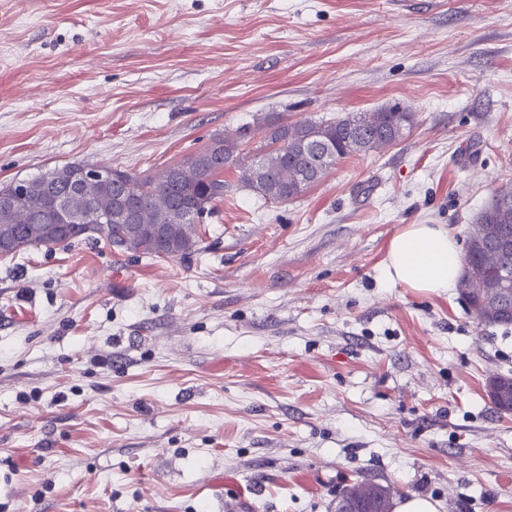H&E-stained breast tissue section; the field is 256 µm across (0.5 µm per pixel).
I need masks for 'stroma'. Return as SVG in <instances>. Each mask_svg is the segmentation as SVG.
Wrapping results in <instances>:
<instances>
[{"instance_id":"1","label":"stroma","mask_w":512,"mask_h":512,"mask_svg":"<svg viewBox=\"0 0 512 512\" xmlns=\"http://www.w3.org/2000/svg\"><path fill=\"white\" fill-rule=\"evenodd\" d=\"M393 104L408 136L296 199L225 171L189 256L0 257V512H512V327L384 275L512 185V0H0V186ZM359 484L360 487L358 489L349 487L342 493L336 501L335 512H366L361 510L367 507L377 506L381 496L387 493L392 495L389 488H385L380 495L374 483L369 481H361Z\"/></svg>"}]
</instances>
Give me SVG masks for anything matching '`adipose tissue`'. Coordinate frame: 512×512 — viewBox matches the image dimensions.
I'll use <instances>...</instances> for the list:
<instances>
[{
	"label": "adipose tissue",
	"instance_id": "1",
	"mask_svg": "<svg viewBox=\"0 0 512 512\" xmlns=\"http://www.w3.org/2000/svg\"><path fill=\"white\" fill-rule=\"evenodd\" d=\"M463 269L453 235L441 224H411L393 237L385 277L417 292L440 293L455 287Z\"/></svg>",
	"mask_w": 512,
	"mask_h": 512
}]
</instances>
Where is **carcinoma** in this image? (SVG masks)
Returning a JSON list of instances; mask_svg holds the SVG:
<instances>
[{
    "instance_id": "carcinoma-1",
    "label": "carcinoma",
    "mask_w": 512,
    "mask_h": 512,
    "mask_svg": "<svg viewBox=\"0 0 512 512\" xmlns=\"http://www.w3.org/2000/svg\"><path fill=\"white\" fill-rule=\"evenodd\" d=\"M415 114L398 104L373 112H349L336 119L281 122L266 128L259 146L243 151L250 143L241 132L215 139L221 145L189 156L178 166H167L141 177L106 168L107 176L89 191L92 218L48 232L52 223L51 191L67 188L65 174L71 165L54 168L26 180L28 190L14 196L8 209L0 207V234L8 231L25 244L16 253L33 248L65 249L77 240L104 242L117 253L157 258L185 257L200 249V223L180 218L194 211L208 215L214 203L224 199L229 184L224 171H238V181L255 194L274 202L298 198L318 183L336 161L359 153L391 146L410 134ZM120 201L130 203L134 219L128 224L97 221L111 216ZM512 234V185L498 189L471 225L465 260L475 274L474 282L460 292L468 303L479 306L487 324L512 325V246L498 244L499 233Z\"/></svg>"
}]
</instances>
